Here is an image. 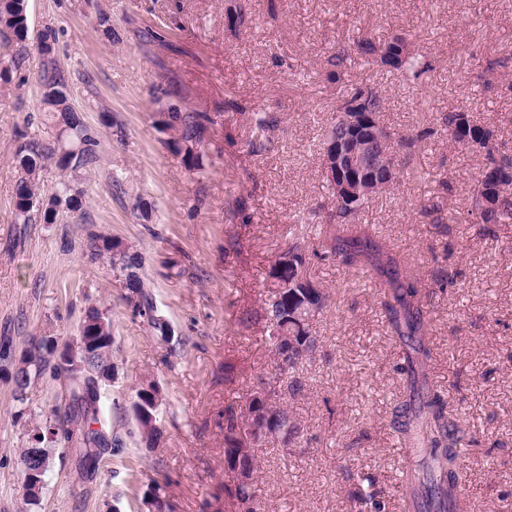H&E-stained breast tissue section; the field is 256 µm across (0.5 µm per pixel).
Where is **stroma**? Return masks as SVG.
<instances>
[{
    "label": "stroma",
    "mask_w": 512,
    "mask_h": 512,
    "mask_svg": "<svg viewBox=\"0 0 512 512\" xmlns=\"http://www.w3.org/2000/svg\"><path fill=\"white\" fill-rule=\"evenodd\" d=\"M235 4L252 18L247 31L229 19ZM28 13L25 41L9 49L10 82L0 84V512H23L20 453L42 415L69 402L49 369L17 401L15 363L42 337L71 341L92 305L112 315L114 372L98 418L119 446L93 471L83 449L57 447L33 512H148L155 486L169 512L225 507L233 476L224 467V409L273 366L263 310L269 270L294 238L317 233L301 218L329 198L321 134L338 92L361 84L382 93L389 131L432 132L398 149L399 186L360 221L434 291L426 374L475 439L460 462V512H512V224L489 233L472 223L480 161L441 123L465 112L512 155V0H29ZM48 26L57 38L46 56L39 43ZM398 34L433 65L418 81L352 50L359 38ZM342 47L351 59L332 84L331 58ZM48 58L66 73L70 102L97 143L96 162L74 171L44 162L43 195L68 179L87 199L82 213L59 210L52 224L14 210L16 147L34 140L53 149L61 132L41 101ZM232 98L279 117L273 150L247 155L251 130L227 111ZM173 103L214 120L203 170L188 168L162 129ZM432 203L451 221L429 223L422 208ZM106 239L140 253L169 339L132 311L124 278L96 255ZM448 272L454 284L438 288ZM309 273L326 306L311 322L314 349L281 384L300 433L260 448L257 512H351L369 476L386 512H403L408 458L392 421L406 395L398 372L406 348L371 275L330 256L312 258ZM147 378L164 393L155 448L141 441L132 412Z\"/></svg>",
    "instance_id": "35a3bbf8"
}]
</instances>
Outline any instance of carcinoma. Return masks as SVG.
<instances>
[{
    "label": "carcinoma",
    "instance_id": "obj_1",
    "mask_svg": "<svg viewBox=\"0 0 512 512\" xmlns=\"http://www.w3.org/2000/svg\"><path fill=\"white\" fill-rule=\"evenodd\" d=\"M28 25L22 16L20 0H0V33L8 32L22 41L27 35ZM358 52L373 61H378L387 43H376L362 38L356 41ZM389 66L401 75L417 80L433 69L432 63L418 57L411 49L402 55H394ZM42 102L49 111L59 112L63 121L66 139L58 148L45 150L36 141L21 144L15 152V160L24 171L17 184L14 206L16 215L26 219L34 209L31 199L41 195L36 172L45 159L57 158V165L63 169H76L96 159L93 140L86 134L85 125L77 111L66 105L56 108L58 101L70 96L69 85L63 71L49 60L39 75ZM359 102L374 115L371 131L357 139L362 156L372 162L379 159L391 164L395 160L394 143L400 142L404 148H410L435 131L426 130L416 136H402L395 139L394 134L380 123V113L385 109L384 97L373 87L365 84L350 89L342 95L336 116L324 127L322 138L345 136L340 121L341 111L349 105ZM228 107L246 117V122L254 137L246 141V151L258 155L272 148L274 131L279 120L271 112H249L247 106L236 101ZM213 119L202 112L172 105L168 108L163 129L175 131L172 138L174 149L184 155L188 164L201 168V153L194 150L200 141L203 122ZM482 138L469 147L481 159V169L495 167L501 172L512 169V156L503 152L491 130L479 127ZM371 202L363 197L342 204L333 200L327 206L321 205L313 211L319 218L323 230L322 247L325 252L338 258L349 267L371 269L378 278L381 301L385 316L394 336L403 341L411 352L407 353L406 365L402 367L407 375L409 399L400 403L396 409L394 421L397 432L404 442L417 448L419 463L405 472V484L410 496L409 506L414 512H458V485L461 478L459 460L463 456L464 446L469 443L466 431L459 423L448 416L447 403L442 396L430 387L422 368L430 360V349L426 344L427 316L430 313V291L423 288L420 278L413 275L401 257L385 248L373 228L359 223V214ZM469 215L472 222L482 225L512 224V196L499 197L482 180H477L473 193ZM287 253L290 262L284 264L275 261L269 271L270 284L265 295L264 314L268 321V337L273 353V371L258 378L253 394L260 395L273 403L276 408L277 425L287 436L299 433V428L289 416L281 402L280 382L282 377L296 371L307 354L312 351L315 339L311 336L310 321L326 305L327 296L323 289L315 284L309 273V260L320 256L317 249L299 241L292 242ZM99 255L109 259L112 266L125 277V286L139 295L143 306L152 308L144 292L145 282L139 274L138 255L119 244L106 239ZM294 298L295 318L288 319V297ZM297 337L298 347L288 349V342L282 340L287 335ZM53 354L50 349L36 356L21 358L29 375L42 373L47 356ZM102 384L92 375L70 382L68 410L57 409L43 416L38 427L52 434L47 455H52L56 445L65 443L75 447H109V440L99 430L92 428L96 422L97 403L100 399ZM251 405L238 411L229 407L224 412V454L231 448H241L250 443L257 448L263 441L249 430ZM224 495L231 501L235 512H254L255 500L240 487H224Z\"/></svg>",
    "mask_w": 512,
    "mask_h": 512
}]
</instances>
